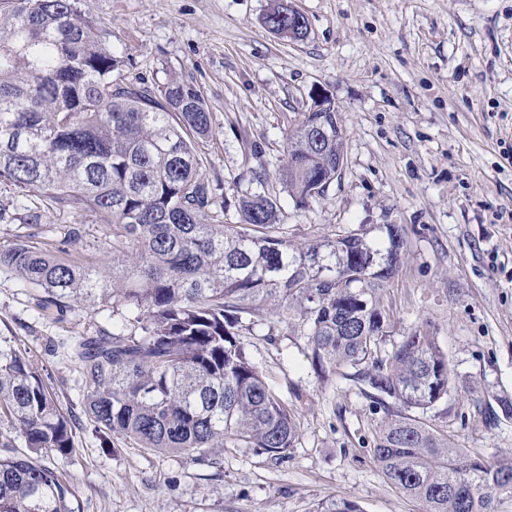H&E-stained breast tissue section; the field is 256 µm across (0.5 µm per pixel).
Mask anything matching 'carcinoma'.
Segmentation results:
<instances>
[{
  "instance_id": "cac0c4a2",
  "label": "carcinoma",
  "mask_w": 512,
  "mask_h": 512,
  "mask_svg": "<svg viewBox=\"0 0 512 512\" xmlns=\"http://www.w3.org/2000/svg\"><path fill=\"white\" fill-rule=\"evenodd\" d=\"M265 23L288 29L271 0ZM78 0H0V184L27 204L38 192L112 228V265L74 261L20 241L0 266L45 293L43 307L90 301L133 309L116 332L77 344L83 405L98 433L206 462L216 448H260L288 457L299 438L293 409L274 394L241 341L265 310L300 309L311 365L322 380L352 368L381 396L427 413L448 396L452 373L435 338L416 329L382 351L390 325L379 292L397 272L403 238L388 247L359 226L303 247L283 232L277 198L245 195L224 223L198 152L213 133L201 92L176 77L157 91L122 80V57ZM334 112H296L279 178L297 210L315 181L336 180L345 154ZM251 318L244 324L243 316ZM19 429L29 453L0 455V512H72L71 488L34 456L69 455L71 420L27 353L0 340V423ZM374 462L425 512H496L512 494V456L487 460L452 446L419 416L383 421ZM315 512H362L329 499Z\"/></svg>"
}]
</instances>
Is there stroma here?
Here are the masks:
<instances>
[{"mask_svg": "<svg viewBox=\"0 0 512 512\" xmlns=\"http://www.w3.org/2000/svg\"><path fill=\"white\" fill-rule=\"evenodd\" d=\"M270 0H79L112 30L123 78L156 89L192 83L212 112L200 144L224 221L248 194L279 196L295 244L365 226L372 246L402 229L398 273L382 289L390 341L417 328L447 353L453 382L426 419L474 456L512 455V0H294L309 21L291 42L262 22ZM335 103L345 138L341 175L306 209L279 181L292 113L315 93ZM0 186V246L36 238L68 258H112L107 224L41 202L23 223ZM43 293L0 270V337L32 357L77 434L75 452L41 454L72 490L73 512H312L325 499L363 512H423L374 463V437L403 413L350 375L323 383L298 320L258 319L242 341L299 439L288 459L221 448L207 462L101 442L83 407L72 357L84 337L112 331L128 307L41 309Z\"/></svg>", "mask_w": 512, "mask_h": 512, "instance_id": "1", "label": "stroma"}]
</instances>
